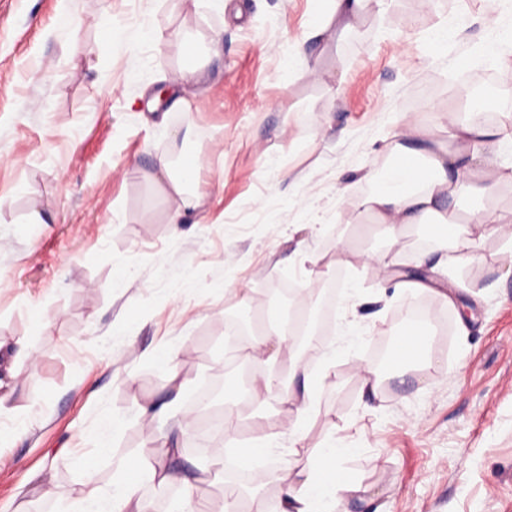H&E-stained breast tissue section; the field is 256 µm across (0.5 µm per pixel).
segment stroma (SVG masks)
<instances>
[{
    "mask_svg": "<svg viewBox=\"0 0 512 512\" xmlns=\"http://www.w3.org/2000/svg\"><path fill=\"white\" fill-rule=\"evenodd\" d=\"M316 7L0 0V342L25 341L37 367L0 413V512H64L86 467L107 489L113 455H163L138 407L166 398L174 374L189 383L180 409L213 381L236 422L219 436L194 424L186 459L212 447L230 463L263 411L291 466L342 448L337 472L362 487L349 512H512V253L501 238L482 240L478 262L455 271L454 304L398 291L378 278L379 262L405 270L431 232L409 229L390 247L357 205L368 175L391 168L401 117L431 127L459 109L462 83L487 69L484 46L512 64V0H370L353 30L308 42ZM437 28L440 52L429 42ZM192 54L206 63L202 82L180 107L155 103ZM159 155L202 163L200 205L178 224L153 175ZM299 242L335 284L339 334L335 380L318 389L294 455L297 402H268L252 387L298 363L318 368L321 351L280 343L271 367L232 349L226 323L277 341L280 287L320 283L290 261ZM344 247L348 266L336 263ZM412 304L429 316L432 367L391 362L365 386L361 362L383 338L399 341ZM171 350L170 369L161 357ZM109 418L119 427L107 436ZM140 494L160 512H219L224 482L203 477L171 494L146 481Z\"/></svg>",
    "mask_w": 512,
    "mask_h": 512,
    "instance_id": "35a3bbf8",
    "label": "stroma"
}]
</instances>
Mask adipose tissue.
<instances>
[{"label":"adipose tissue","instance_id":"obj_1","mask_svg":"<svg viewBox=\"0 0 512 512\" xmlns=\"http://www.w3.org/2000/svg\"><path fill=\"white\" fill-rule=\"evenodd\" d=\"M365 2L326 0L312 38L349 29ZM497 115L496 123L490 124L477 112L449 113L444 142L418 131L410 120H402L391 146L395 163L390 174L358 201L374 222L388 226L391 240H399L414 226L434 231L430 251L414 259L422 277L397 280L398 289L431 290L443 303H453V289L437 287V279L448 278L451 267L473 260L476 238L503 235L506 218L496 212L493 201L501 187L512 182V164L499 161L505 142L512 138V108L499 109ZM156 173L169 181L179 198L171 218L172 223H179L198 205L199 165L193 162L176 171L162 157ZM339 454V449L330 447L298 468L280 463L281 512H338L354 488L327 471L323 463ZM145 480L188 490L196 476L182 463L175 447L166 459L153 464L142 461L134 469L122 457L115 463L111 491L86 483L77 512H147L139 496V485Z\"/></svg>","mask_w":512,"mask_h":512}]
</instances>
